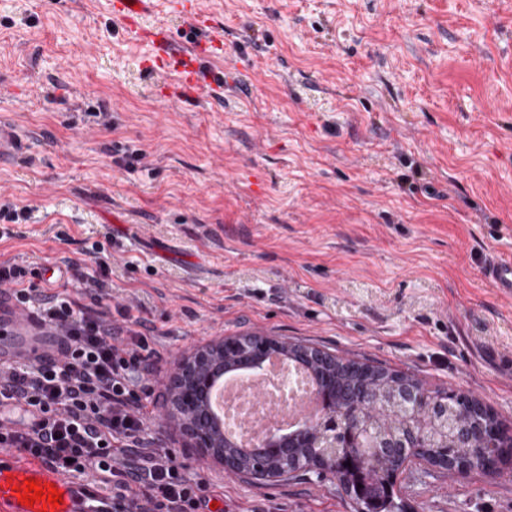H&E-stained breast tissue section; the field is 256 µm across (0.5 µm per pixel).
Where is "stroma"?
Wrapping results in <instances>:
<instances>
[{"label":"stroma","instance_id":"1","mask_svg":"<svg viewBox=\"0 0 512 512\" xmlns=\"http://www.w3.org/2000/svg\"><path fill=\"white\" fill-rule=\"evenodd\" d=\"M222 82L170 100L107 0H0V114L36 140L0 171L29 206L0 261L98 243L113 307L153 327L148 432L213 486L203 512H353L337 478L255 483L165 417L182 359L272 336L477 397L512 426V0H193ZM142 159L117 165L125 150ZM406 512H512V461L413 465ZM484 278L502 298L512 299V258L496 257L484 268Z\"/></svg>","mask_w":512,"mask_h":512}]
</instances>
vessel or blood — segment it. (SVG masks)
<instances>
[{
    "label": "vessel or blood",
    "instance_id": "vessel-or-blood-1",
    "mask_svg": "<svg viewBox=\"0 0 512 512\" xmlns=\"http://www.w3.org/2000/svg\"><path fill=\"white\" fill-rule=\"evenodd\" d=\"M151 7V0H112V13L126 21L131 39L146 41L153 53L148 59L152 73L169 78L177 95L194 91L209 82L211 75L201 65L208 55L207 41H178L172 31L157 27L143 31L138 22ZM34 145L8 115L0 116V167L13 163ZM484 278L502 298L512 299V258L497 257L484 268ZM62 338L31 310L20 307L12 289L0 290V365H27L57 360ZM33 478L44 485H55L63 495L52 512H84L86 484L63 478L53 469L28 463L12 452L0 457V512H40L18 504V485Z\"/></svg>",
    "mask_w": 512,
    "mask_h": 512
}]
</instances>
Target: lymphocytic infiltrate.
Wrapping results in <instances>:
<instances>
[{
  "instance_id": "obj_1",
  "label": "lymphocytic infiltrate",
  "mask_w": 512,
  "mask_h": 512,
  "mask_svg": "<svg viewBox=\"0 0 512 512\" xmlns=\"http://www.w3.org/2000/svg\"><path fill=\"white\" fill-rule=\"evenodd\" d=\"M100 248L67 260L72 279L84 282L91 302L81 305L28 280L17 264L0 263V286L14 288L66 340L60 360L0 367V400H15L38 413L35 423L0 425V445L52 467L68 479L94 473L103 490L96 512H201L210 483L190 474L150 436L148 412L133 388L148 338L131 307L112 311L103 282L88 273L102 265ZM125 325L113 327V314Z\"/></svg>"
}]
</instances>
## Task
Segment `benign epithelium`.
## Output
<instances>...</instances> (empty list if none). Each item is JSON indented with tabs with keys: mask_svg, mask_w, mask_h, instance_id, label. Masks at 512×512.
Listing matches in <instances>:
<instances>
[{
	"mask_svg": "<svg viewBox=\"0 0 512 512\" xmlns=\"http://www.w3.org/2000/svg\"><path fill=\"white\" fill-rule=\"evenodd\" d=\"M230 343L245 351L246 358L227 363L224 361V343L219 342L203 349H197L186 356L179 372L171 380L166 401V411L170 422L176 425L190 442V447L197 448L212 455L231 474L243 473V463L235 453L227 452L232 443L224 439L210 407L209 390L218 377L231 375L235 371H246L261 365L264 356L270 353L293 360L299 354L309 361L311 375L323 371L330 363V356L318 349L299 347L297 352L288 348V343L271 336L255 335L242 342L237 338ZM390 392L394 394L392 402H410L414 407L406 410L402 435L397 441L386 443L374 440L375 434L361 425L355 440L356 448H394L396 452L388 457L386 477L394 481L411 464L420 461V456L428 452L427 436L433 428L436 416L446 403L434 395L420 391L419 387L407 378L398 377L390 383ZM313 394L324 413L314 420H306L292 433L274 434L264 442L242 447L252 459L264 461L272 456L288 454V444L305 448H334L336 442L335 413L329 406V392L321 387L318 379H313ZM464 443L474 449L475 455L487 458L494 454L498 444L485 443L482 424L474 422L461 427L456 435V443ZM429 465L434 469L444 470L450 475H458L466 469L467 464L448 457V443L430 455ZM306 469L317 475L330 472L341 475L342 468L336 461V455H318L313 458Z\"/></svg>",
	"mask_w": 512,
	"mask_h": 512,
	"instance_id": "benign-epithelium-1",
	"label": "benign epithelium"
}]
</instances>
